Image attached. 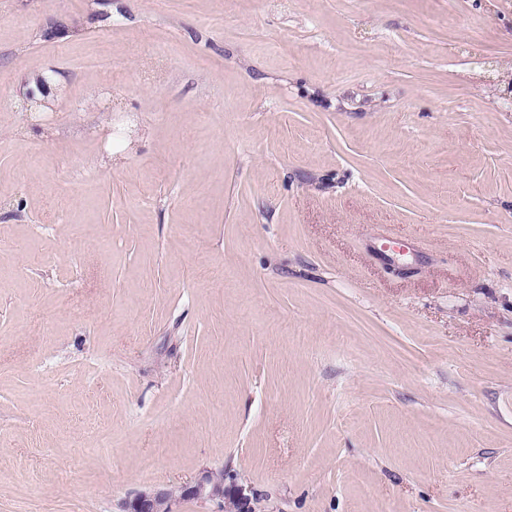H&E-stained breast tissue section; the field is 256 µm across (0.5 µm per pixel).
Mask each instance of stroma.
<instances>
[{
  "label": "stroma",
  "instance_id": "obj_1",
  "mask_svg": "<svg viewBox=\"0 0 512 512\" xmlns=\"http://www.w3.org/2000/svg\"><path fill=\"white\" fill-rule=\"evenodd\" d=\"M207 470L512 512V0H0V512Z\"/></svg>",
  "mask_w": 512,
  "mask_h": 512
}]
</instances>
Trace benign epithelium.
Here are the masks:
<instances>
[{
	"instance_id": "obj_1",
	"label": "benign epithelium",
	"mask_w": 512,
	"mask_h": 512,
	"mask_svg": "<svg viewBox=\"0 0 512 512\" xmlns=\"http://www.w3.org/2000/svg\"><path fill=\"white\" fill-rule=\"evenodd\" d=\"M176 498L218 500L224 512H255L254 498L245 487L235 482L227 485L224 473L213 471L204 472L193 484L140 492L122 504L121 512H171Z\"/></svg>"
}]
</instances>
